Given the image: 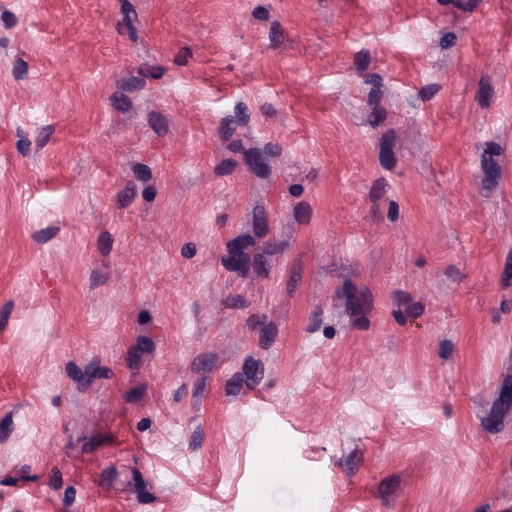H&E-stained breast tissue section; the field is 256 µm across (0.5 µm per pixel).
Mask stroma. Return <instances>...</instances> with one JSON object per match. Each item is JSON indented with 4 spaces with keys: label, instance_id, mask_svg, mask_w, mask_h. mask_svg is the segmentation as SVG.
Listing matches in <instances>:
<instances>
[{
    "label": "stroma",
    "instance_id": "35a3bbf8",
    "mask_svg": "<svg viewBox=\"0 0 512 512\" xmlns=\"http://www.w3.org/2000/svg\"><path fill=\"white\" fill-rule=\"evenodd\" d=\"M0 512H512V0H0Z\"/></svg>",
    "mask_w": 512,
    "mask_h": 512
}]
</instances>
